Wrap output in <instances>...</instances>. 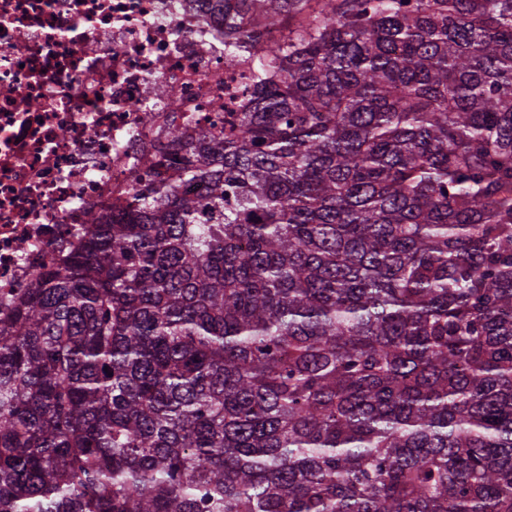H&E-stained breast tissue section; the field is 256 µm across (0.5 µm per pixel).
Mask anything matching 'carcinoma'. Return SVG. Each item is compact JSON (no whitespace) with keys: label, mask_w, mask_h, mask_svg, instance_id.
Instances as JSON below:
<instances>
[{"label":"carcinoma","mask_w":512,"mask_h":512,"mask_svg":"<svg viewBox=\"0 0 512 512\" xmlns=\"http://www.w3.org/2000/svg\"><path fill=\"white\" fill-rule=\"evenodd\" d=\"M224 26L228 133L0 314V512H512V0Z\"/></svg>","instance_id":"obj_1"}]
</instances>
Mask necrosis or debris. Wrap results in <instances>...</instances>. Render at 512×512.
I'll return each instance as SVG.
<instances>
[{"label": "necrosis or debris", "instance_id": "1", "mask_svg": "<svg viewBox=\"0 0 512 512\" xmlns=\"http://www.w3.org/2000/svg\"><path fill=\"white\" fill-rule=\"evenodd\" d=\"M214 0H0V304L124 213L169 129L219 134L248 103ZM180 100V109L168 106Z\"/></svg>", "mask_w": 512, "mask_h": 512}]
</instances>
